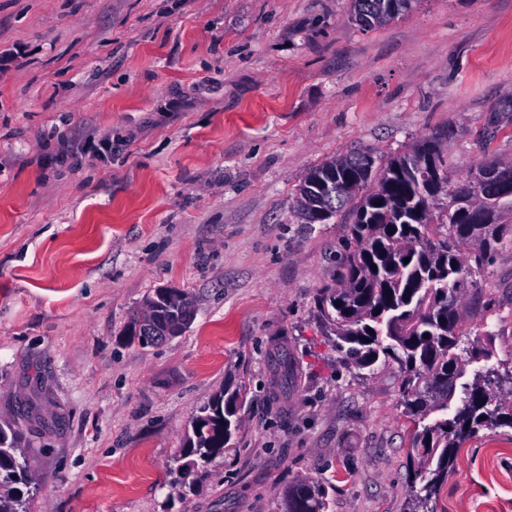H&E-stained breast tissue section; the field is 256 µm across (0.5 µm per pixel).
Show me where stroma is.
<instances>
[{
	"label": "stroma",
	"instance_id": "obj_1",
	"mask_svg": "<svg viewBox=\"0 0 512 512\" xmlns=\"http://www.w3.org/2000/svg\"><path fill=\"white\" fill-rule=\"evenodd\" d=\"M0 422L23 436L30 512H407L416 431L399 371L358 370L312 309L351 211L302 223L307 172L438 137L452 179L512 162V0H418L366 28L352 0H0ZM112 138V158L94 150ZM77 168L55 161L60 140ZM161 288L194 319L155 345ZM512 366V246L463 305ZM294 376L278 383V357ZM237 395L205 477L175 459L200 407ZM434 512H512V429L479 431ZM327 494L318 483L290 484L283 494V512H325Z\"/></svg>",
	"mask_w": 512,
	"mask_h": 512
}]
</instances>
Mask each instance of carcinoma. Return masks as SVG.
I'll list each match as a JSON object with an SVG mask.
<instances>
[{
	"label": "carcinoma",
	"instance_id": "carcinoma-1",
	"mask_svg": "<svg viewBox=\"0 0 512 512\" xmlns=\"http://www.w3.org/2000/svg\"><path fill=\"white\" fill-rule=\"evenodd\" d=\"M419 0H353L355 19L372 28L391 13ZM366 152L339 155L311 169L300 184L296 204L304 224H325L347 206V245L336 280L320 289L312 311L328 345L360 369L392 363L400 369L406 413L426 419L444 413L417 435L421 487L413 490L411 512H431L429 503L448 479L460 443L482 429L512 428V371L485 367L470 382H460L468 363L489 358L477 340L467 341L462 306L476 276L494 253L512 243V197L489 198L492 172L512 163L483 162L469 177L451 181L442 151L433 138L376 165ZM448 205L433 214L442 198ZM409 262H403V259ZM150 331L132 327L144 344L149 336H176L186 328L190 303L178 293L148 300ZM461 395H456V389ZM509 402L504 412L503 402ZM237 396L215 395L192 421V436L176 468L178 481L198 474L224 454L238 426ZM22 436L0 425V512H29L37 488L28 473ZM327 491L306 481L288 485L283 512H325Z\"/></svg>",
	"mask_w": 512,
	"mask_h": 512
}]
</instances>
